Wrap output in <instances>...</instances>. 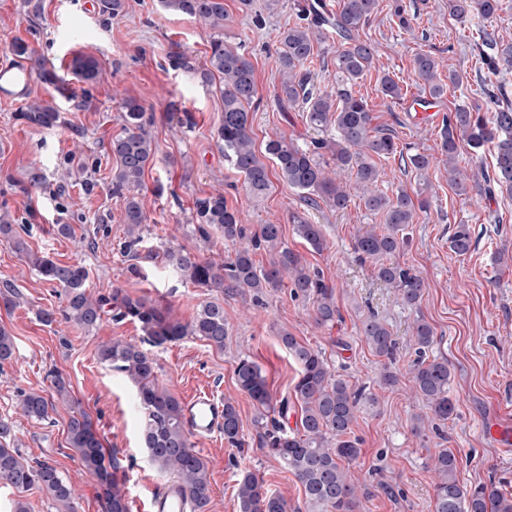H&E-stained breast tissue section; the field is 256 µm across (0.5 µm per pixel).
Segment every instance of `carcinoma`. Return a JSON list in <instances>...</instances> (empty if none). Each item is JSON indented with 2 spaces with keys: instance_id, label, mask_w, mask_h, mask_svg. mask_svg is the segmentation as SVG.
I'll return each instance as SVG.
<instances>
[{
  "instance_id": "1",
  "label": "carcinoma",
  "mask_w": 512,
  "mask_h": 512,
  "mask_svg": "<svg viewBox=\"0 0 512 512\" xmlns=\"http://www.w3.org/2000/svg\"><path fill=\"white\" fill-rule=\"evenodd\" d=\"M165 10L184 14L203 22L211 30L204 65L197 68L188 56L174 52L169 65L196 74L202 83H219L224 101L223 116L214 131L218 149L244 175L245 190L252 196L267 194L275 176L304 193L306 210L326 205L332 210L348 208L351 194L337 180L343 171L355 175L362 190L367 210L384 212L386 230L370 228L358 234L354 250L362 259L377 264V277L398 289L402 303L410 308L418 305L423 295L422 279L410 268L385 263V259L404 247L405 230L414 223L416 210L427 208V201H413L401 189L389 197L378 188L381 171L376 160L394 154L405 156L408 165L423 174L432 157L421 152L398 151L395 136L373 125L374 113L365 98L354 89L357 80L369 71L374 51L360 38V30L369 24L380 7V0H343L336 12L326 9L324 0H304L297 4L299 22L280 33L277 69L281 75L277 96L306 113L308 127L317 133L309 144L301 146L285 136L267 141L262 152L256 151L247 106L256 95L251 62L224 41V0H160ZM499 0H450V12L465 22L472 16L487 20L498 10ZM100 16L113 19L127 13V0H99ZM336 36V90L325 92L316 86L310 70L318 55L317 44L323 32ZM475 51L485 68L494 74L512 71V43H503L494 31L479 29ZM413 74L422 82V90L438 100L447 93V85L457 86L461 76L448 73L443 83L440 62L430 53H418L412 60ZM74 72L86 83L99 78L101 67L92 55L80 54L73 60ZM381 93L390 99H401L398 81L385 74L380 79ZM492 109L457 105L442 120L441 151L448 158V183L466 191L467 176L457 165L459 144L464 142L477 154L491 142L496 156L493 172L481 171L486 184L494 183L512 194V93L508 84L500 82L484 89ZM123 127L112 138L110 150L116 166L112 168V194L123 201L122 222L127 236L122 252L131 260L129 269L140 273L137 260L144 241L146 223L141 189L146 169L154 162L157 144L147 131L150 118L143 104L128 97L122 103ZM19 119L41 127L61 123V113L53 101L30 102L19 112ZM192 223L199 237L207 240L218 231L233 246L232 254L218 263L183 249H168L166 263L180 278L201 288L221 294L259 301L267 288L290 287L296 297L314 305V321L319 327L332 325L339 318L335 288L326 284L321 274L307 267L298 254L288 248L282 238L281 225L259 224L252 229L241 222L238 212L227 206L224 194L198 198L194 204ZM296 234L319 253L327 247L322 225L313 224L304 213L292 215ZM0 240L16 252L28 257L41 278L65 294L62 310L65 321L84 328L97 326L105 308L113 318L139 324L144 340L153 346L175 343L195 336L222 350L228 337L224 305L214 297L200 304L193 319L183 322L170 309L155 301L116 291L110 297L95 298L88 292V270L79 265L58 263L45 255L29 252L24 239L6 216H0ZM449 249L465 255L472 247V231L468 224H457L449 239ZM258 250L271 254L268 267L256 265L253 255ZM363 334L371 350L379 357L391 358L396 340L391 331L371 315L363 323ZM281 343L297 365V375L289 396L274 401L261 368L249 358H240L234 367L238 389L256 406L254 420L260 429V447L281 461L301 482L308 506L314 512H357L361 498L348 475L346 464L360 452V441L353 437V425L363 401L364 389L354 388L335 374L324 353L308 347L285 332ZM416 354L412 381L415 396L425 403L432 419L442 423L456 412V401L450 395L452 370L448 360L432 353L435 331L429 322L417 317L412 327ZM15 357V341L9 331L0 327V366ZM101 363L123 374L136 388L143 413L142 444L153 465L173 474L188 494L193 512H207L211 500V484L207 466L192 448L190 432L182 419V403L157 383L156 363L138 345L112 341L98 352ZM300 407V424L294 431L282 428L270 414L283 417L291 404ZM22 414L44 420L55 409L53 399L41 392H23L19 402ZM242 420L236 405L224 400V440L239 447L242 444ZM12 427L0 421V484L23 494L38 486L71 512L74 489L61 472L48 461L31 465L10 447ZM68 444L78 454L85 472L97 481L105 512H129L126 494L117 472L119 466L106 458V449L89 417L78 412L68 424ZM459 457L450 448L440 449L434 456V512H512V495L492 480L462 484L457 478ZM239 512H288L287 501L264 488L251 471L240 474L237 487Z\"/></svg>"
}]
</instances>
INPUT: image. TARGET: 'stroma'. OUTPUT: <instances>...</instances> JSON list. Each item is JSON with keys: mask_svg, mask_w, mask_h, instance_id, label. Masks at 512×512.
I'll return each mask as SVG.
<instances>
[{"mask_svg": "<svg viewBox=\"0 0 512 512\" xmlns=\"http://www.w3.org/2000/svg\"><path fill=\"white\" fill-rule=\"evenodd\" d=\"M294 2L253 0L245 11L239 0H224V37L240 45L254 68L257 95L249 112L259 151L278 135L301 145L312 135L302 113L277 98L276 49L281 32L298 20ZM380 2L381 12L361 33L375 55L359 90L376 126L392 129L398 146H411L433 160L424 176L397 157L379 164L380 190L391 196L401 189L411 194L420 190L429 201L427 211L418 212L409 225L407 245L394 256L425 284L415 310L405 308L398 289L379 280L373 262L359 259L353 250L360 230L385 224L383 214L365 208L359 190H352L351 203L341 212L326 207L306 211L302 191L280 180L265 197L247 194L243 175L213 139L224 110L219 92L168 61L182 48L196 64H204L210 30L202 22L167 12L158 0H128L127 14L108 21L98 13V0H0V66L15 62L10 45L20 38L33 52L28 69L41 60L58 77L54 84L35 79L30 95L55 100L61 125L28 124L18 117L21 102L0 100V214L21 226L33 252L84 266L93 295L108 297L119 290L145 296L186 322L209 293L182 282L162 252L178 247L218 262L231 254V245L219 232L204 240L189 224L196 199L220 192L242 223L281 225L288 247L335 289L341 318L331 327L315 324L312 303L294 297L290 289L274 288L256 305L225 297L229 335L223 350L191 336L149 347L159 384L178 399L211 388L231 399L241 416L243 447L230 446L220 434L194 443L210 475L208 512H238L237 480L245 470L285 498L291 512H309L297 478L260 448L253 424L256 410L234 376L237 358L247 356L260 366L274 397L290 393L297 366L280 342L284 331L323 351L335 373L372 396L353 426L362 444L349 473L370 492L360 512H433L431 458L442 448L459 455L460 483L493 479L512 495V453L498 448L490 436L495 427L512 429V194H484L472 184L466 194L457 193L448 184L440 150L448 110L458 104L485 106L482 86L503 78L512 84V71L502 78L478 66L473 51L476 24L453 17L448 0H402L410 19L406 28L391 17L389 0ZM423 51L435 56L443 71L462 78L427 118L417 115L424 93L411 69L414 55ZM78 53L99 60L101 78L96 83H83L72 73L70 62ZM385 74L399 82L401 99L382 96L379 79ZM128 97L145 105L158 146L144 176L147 222L137 277L129 273L120 251L126 226L121 222L122 202L110 183L115 164L110 141L121 130V104ZM181 118L186 121L182 127L177 124ZM34 171L42 175L36 186L30 181ZM301 211L322 225L327 239L323 252H313L295 235L290 217ZM61 224L72 226L71 236L58 233ZM458 224L471 225L473 231L474 245L464 256L448 247ZM497 251L508 254V264H492ZM7 282L16 291L15 304H0V325L14 336L16 352L11 363L0 366V421L12 424L22 458L49 461L67 477L75 492V512H103L99 487L67 440L72 411H85L108 453L118 459L129 505L137 512L171 476L150 463L142 446L134 386L102 364L98 350L115 340L141 344L139 326L110 317L90 329L60 319L43 321L44 312L60 311L63 297L0 241V285ZM370 314L399 343L393 363L376 356L361 333V322ZM420 316L435 330V354L447 358L453 371L450 393L457 411L439 431L416 398L410 373L415 357L411 327ZM386 365L398 376L395 387L378 383ZM54 372L65 380L69 402H56L48 419L24 417L18 407L20 392L53 394Z\"/></svg>", "mask_w": 512, "mask_h": 512, "instance_id": "obj_1", "label": "stroma"}]
</instances>
